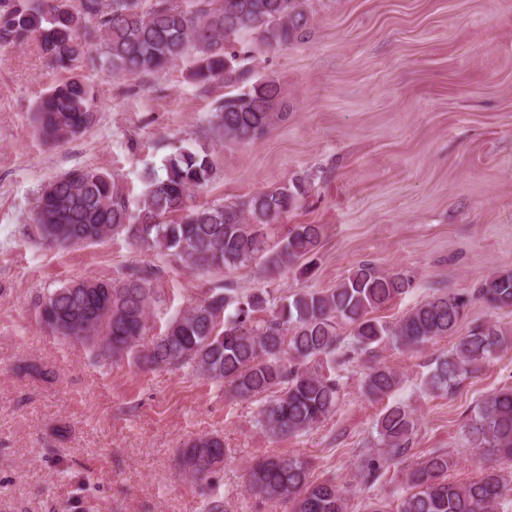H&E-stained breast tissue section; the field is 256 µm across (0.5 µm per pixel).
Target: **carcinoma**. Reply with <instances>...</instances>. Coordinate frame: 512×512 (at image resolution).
Masks as SVG:
<instances>
[{"label":"carcinoma","mask_w":512,"mask_h":512,"mask_svg":"<svg viewBox=\"0 0 512 512\" xmlns=\"http://www.w3.org/2000/svg\"><path fill=\"white\" fill-rule=\"evenodd\" d=\"M308 24L304 0H0V46L34 37L60 68L73 70L89 53V27L101 32L99 58L115 76L138 78L163 73L191 58L189 77L206 93L215 83L227 92L215 109V135L245 143L263 136L286 118L277 111L281 88L272 78L250 80L245 62L264 47L288 46ZM40 135L63 144L95 124L92 87L79 75L52 86L35 106ZM163 174L149 170L145 191L133 203L110 174L74 168L43 189L34 214L41 242L70 248L125 235L145 251L177 255L203 274L252 264L275 276L295 269L313 271L323 237L321 224H296L275 244L268 229L296 209L310 178L299 177L246 199L197 205L194 192L214 174L205 149L179 146L163 161ZM177 220H172L173 214ZM159 269L134 266L112 281L88 279L54 289L38 301L40 322L64 338L83 341L101 354H132L141 368L182 365L229 387L244 401L260 402L258 423L272 438L299 436L336 413L341 385L336 366L350 353H368L392 343L421 349L454 336L455 345L438 355L423 380L430 391H448L480 371L508 347L499 319H489L456 335L467 300L439 294L407 311L397 322L375 316L408 292L412 280L361 264L336 287L300 290L277 299L267 289L243 294L230 282L208 289L184 312L170 318L146 350L137 349L150 313L160 301ZM475 296L497 311H512V268L481 281ZM350 328L342 336L340 326ZM402 375L386 364L363 373L361 388L372 400L395 393ZM417 428L402 403L378 417L377 454L370 453L359 475L373 484L390 462L407 455ZM473 448L512 460V388L483 398L467 425ZM224 440L203 435L181 451L180 465L205 479L224 463ZM454 461L436 449L405 473L407 490L394 500L374 499L366 512H506L512 478L494 467L479 479L448 481ZM312 462L277 455L254 463L248 486L261 499L288 503L290 512H347L348 500L336 479L311 480Z\"/></svg>","instance_id":"carcinoma-1"}]
</instances>
